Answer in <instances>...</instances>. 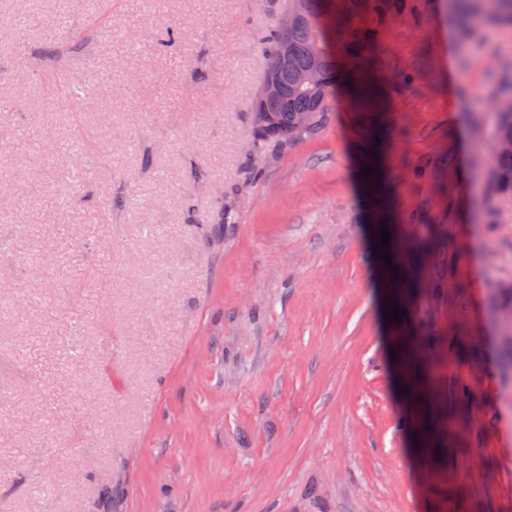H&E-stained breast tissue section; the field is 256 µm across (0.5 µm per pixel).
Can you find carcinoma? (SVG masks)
<instances>
[{
    "instance_id": "cac0c4a2",
    "label": "carcinoma",
    "mask_w": 512,
    "mask_h": 512,
    "mask_svg": "<svg viewBox=\"0 0 512 512\" xmlns=\"http://www.w3.org/2000/svg\"><path fill=\"white\" fill-rule=\"evenodd\" d=\"M479 0H453L456 19L464 24L477 12ZM284 7L297 9L299 20L282 36L273 29L261 37L259 47L267 66L288 53V65L274 71L281 94L270 100L257 94L254 100L255 125L250 157L273 153L271 143L283 147L303 136L322 131L331 103L343 92L353 103V111L362 120L363 133L370 142L386 134L378 103L385 90L400 92L412 84V78L398 74L389 80L378 55L380 34L387 22L409 7V0H283ZM492 15L512 22V0H487ZM317 64L320 84L301 85L297 74ZM498 113L495 134L498 148L492 152V183L495 191L512 198V95L494 102ZM427 403L433 430L442 436L444 426L437 420L446 411L447 400L432 392Z\"/></svg>"
}]
</instances>
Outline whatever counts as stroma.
I'll return each instance as SVG.
<instances>
[{
	"mask_svg": "<svg viewBox=\"0 0 512 512\" xmlns=\"http://www.w3.org/2000/svg\"><path fill=\"white\" fill-rule=\"evenodd\" d=\"M100 14L87 46L71 24ZM274 0H0V512H512V200L492 186L512 24L389 21L383 195L357 119L252 171ZM55 44L63 59L42 50ZM79 71L70 106L52 77ZM58 146L33 161L38 141ZM396 224L409 317L383 319ZM448 397L409 451L386 339ZM485 478H471L474 457Z\"/></svg>",
	"mask_w": 512,
	"mask_h": 512,
	"instance_id": "obj_1",
	"label": "stroma"
}]
</instances>
